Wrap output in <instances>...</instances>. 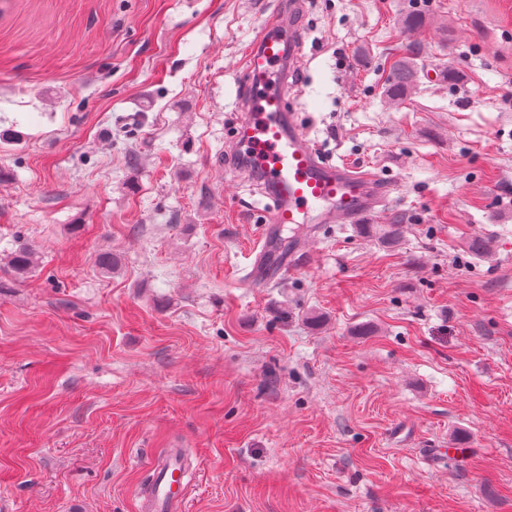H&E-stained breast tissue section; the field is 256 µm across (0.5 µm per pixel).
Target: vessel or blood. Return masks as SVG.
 Masks as SVG:
<instances>
[{"label": "vessel or blood", "instance_id": "vessel-or-blood-1", "mask_svg": "<svg viewBox=\"0 0 512 512\" xmlns=\"http://www.w3.org/2000/svg\"><path fill=\"white\" fill-rule=\"evenodd\" d=\"M299 8L298 0H290L289 23L262 27L238 76L243 111L232 154L247 163L270 201L264 245L251 274L258 282L283 277L293 266V251L282 249L278 241L283 229L301 232L310 224L356 223L375 213L391 189L359 168L323 161L297 121L287 70L303 50ZM185 477L186 467L177 457L155 462L145 512H179L187 492Z\"/></svg>", "mask_w": 512, "mask_h": 512}]
</instances>
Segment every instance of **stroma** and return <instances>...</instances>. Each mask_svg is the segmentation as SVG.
Instances as JSON below:
<instances>
[{"label":"stroma","instance_id":"stroma-1","mask_svg":"<svg viewBox=\"0 0 512 512\" xmlns=\"http://www.w3.org/2000/svg\"><path fill=\"white\" fill-rule=\"evenodd\" d=\"M287 4L0 0V512H140L168 449L184 512H512V0H302L297 119L394 189L255 283L228 141ZM423 49L421 41L413 42L407 46L402 56L390 66V79L387 93L390 98L401 99L419 80V59ZM36 251L33 248L21 246L8 256V267L15 275L22 277L36 267Z\"/></svg>","mask_w":512,"mask_h":512}]
</instances>
